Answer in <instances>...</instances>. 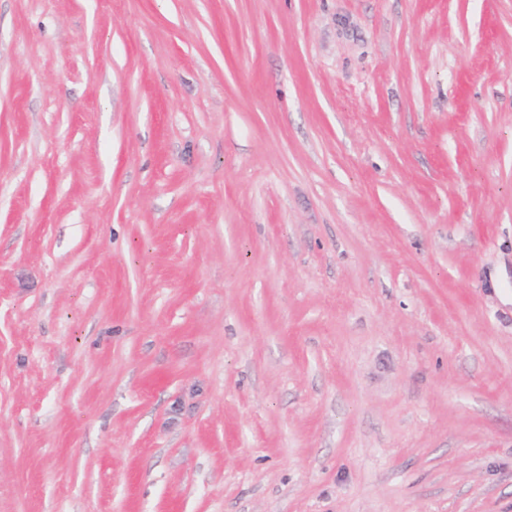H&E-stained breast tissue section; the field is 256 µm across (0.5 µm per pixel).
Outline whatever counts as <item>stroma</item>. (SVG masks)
I'll return each mask as SVG.
<instances>
[{"instance_id":"1","label":"stroma","mask_w":512,"mask_h":512,"mask_svg":"<svg viewBox=\"0 0 512 512\" xmlns=\"http://www.w3.org/2000/svg\"><path fill=\"white\" fill-rule=\"evenodd\" d=\"M0 512H512V0H0Z\"/></svg>"}]
</instances>
